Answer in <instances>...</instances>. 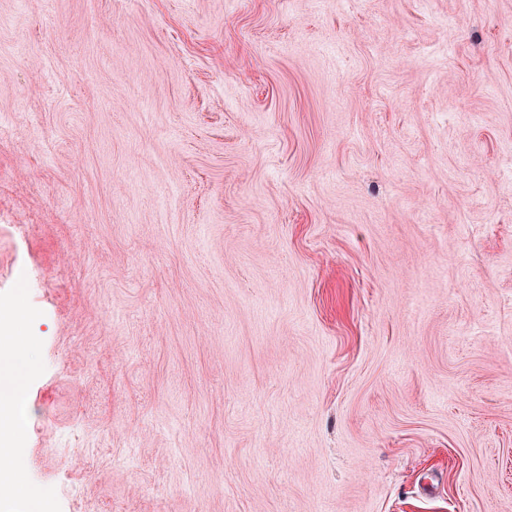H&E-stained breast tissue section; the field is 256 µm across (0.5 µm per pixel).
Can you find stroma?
Masks as SVG:
<instances>
[{
  "label": "stroma",
  "instance_id": "obj_1",
  "mask_svg": "<svg viewBox=\"0 0 512 512\" xmlns=\"http://www.w3.org/2000/svg\"><path fill=\"white\" fill-rule=\"evenodd\" d=\"M21 272L72 512H512V0H0Z\"/></svg>",
  "mask_w": 512,
  "mask_h": 512
}]
</instances>
